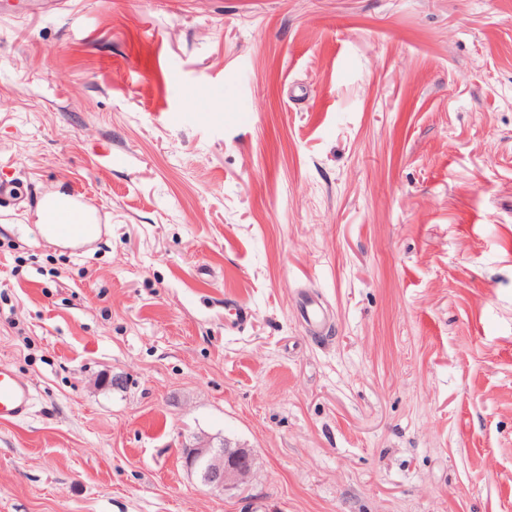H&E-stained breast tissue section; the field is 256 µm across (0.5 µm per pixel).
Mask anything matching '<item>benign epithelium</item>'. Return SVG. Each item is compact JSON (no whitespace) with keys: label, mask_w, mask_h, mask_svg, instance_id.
I'll return each mask as SVG.
<instances>
[{"label":"benign epithelium","mask_w":512,"mask_h":512,"mask_svg":"<svg viewBox=\"0 0 512 512\" xmlns=\"http://www.w3.org/2000/svg\"><path fill=\"white\" fill-rule=\"evenodd\" d=\"M182 458L187 469L194 472L203 485L220 491L245 482L254 465L250 449L228 439L196 438L183 445Z\"/></svg>","instance_id":"benign-epithelium-1"}]
</instances>
